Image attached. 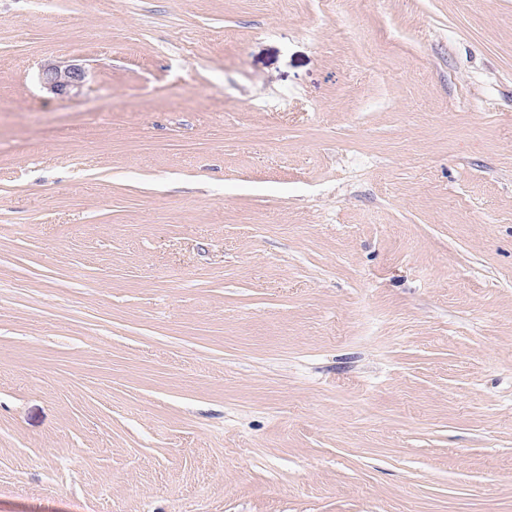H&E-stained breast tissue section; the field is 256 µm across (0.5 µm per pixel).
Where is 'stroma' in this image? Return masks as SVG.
<instances>
[{"label": "stroma", "instance_id": "stroma-1", "mask_svg": "<svg viewBox=\"0 0 512 512\" xmlns=\"http://www.w3.org/2000/svg\"><path fill=\"white\" fill-rule=\"evenodd\" d=\"M0 512H512V0H0ZM39 79L49 93L59 98H75L83 93L86 71L80 64L62 61L44 66Z\"/></svg>", "mask_w": 512, "mask_h": 512}]
</instances>
